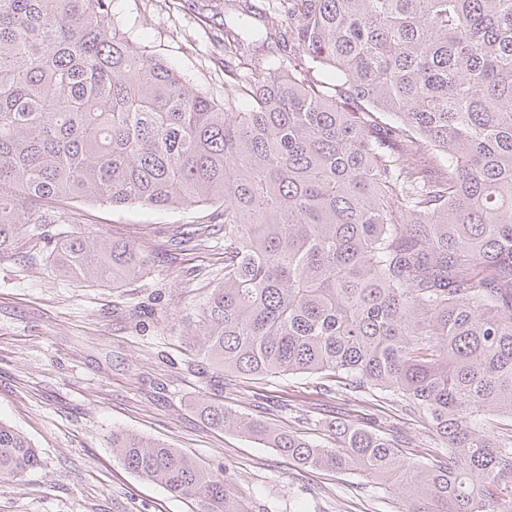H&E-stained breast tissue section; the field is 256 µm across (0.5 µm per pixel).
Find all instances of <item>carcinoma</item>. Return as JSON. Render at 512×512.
<instances>
[{"label":"carcinoma","instance_id":"cac0c4a2","mask_svg":"<svg viewBox=\"0 0 512 512\" xmlns=\"http://www.w3.org/2000/svg\"><path fill=\"white\" fill-rule=\"evenodd\" d=\"M224 26V102L112 21V0H0V255L69 200L200 208L224 231L198 351L243 380L303 375L402 403L435 444L353 421L330 444L224 408L213 424L403 495L401 512H512V0H277ZM288 62V69L282 63ZM52 265L119 288L134 239L61 230ZM125 467L202 512H248L229 468L112 431ZM0 423V478L40 466Z\"/></svg>","mask_w":512,"mask_h":512}]
</instances>
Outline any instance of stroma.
<instances>
[{
    "mask_svg": "<svg viewBox=\"0 0 512 512\" xmlns=\"http://www.w3.org/2000/svg\"><path fill=\"white\" fill-rule=\"evenodd\" d=\"M201 22L191 5L112 0V19L186 83L224 97V54L216 37L236 16L211 0ZM60 223L132 236L152 255L141 279L115 288L54 269L45 225H29L13 255L0 257V421L38 448L41 466L0 480V512H200L128 470L112 432L164 442L205 467L227 466L249 512H399L398 493H373L356 474L298 466L276 449L214 426L202 400L322 440L344 398L321 395L316 378L240 385L194 349V313L224 273V243L172 249L175 225L201 223L200 209L115 208L72 201Z\"/></svg>",
    "mask_w": 512,
    "mask_h": 512,
    "instance_id": "obj_1",
    "label": "stroma"
}]
</instances>
